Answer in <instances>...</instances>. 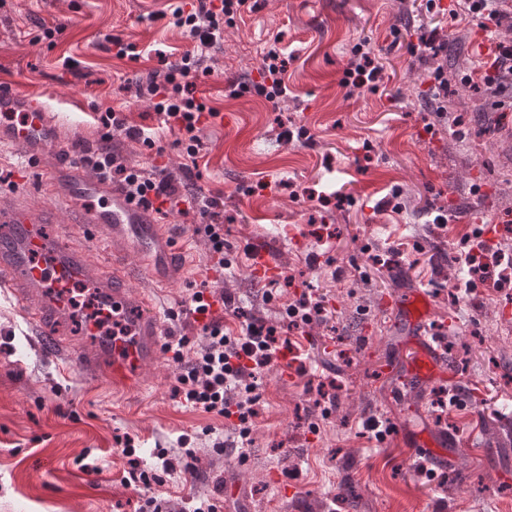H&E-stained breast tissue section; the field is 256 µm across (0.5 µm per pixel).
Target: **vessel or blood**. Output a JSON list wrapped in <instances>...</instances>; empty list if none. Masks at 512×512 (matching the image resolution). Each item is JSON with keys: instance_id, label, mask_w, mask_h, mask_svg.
<instances>
[{"instance_id": "b4317fda", "label": "vessel or blood", "mask_w": 512, "mask_h": 512, "mask_svg": "<svg viewBox=\"0 0 512 512\" xmlns=\"http://www.w3.org/2000/svg\"><path fill=\"white\" fill-rule=\"evenodd\" d=\"M4 144L35 166L57 156V166L42 183L44 196L66 201L86 235L102 240L108 249L103 262L92 263L82 252L57 244L46 228L49 211L0 202V223L12 227L11 237L0 242V288L15 297L27 321L39 330L47 320L59 322L70 315L71 288H90L123 330L108 337L94 321L84 322L81 333L90 345L61 344L66 365L86 376L105 374L117 388H140L146 368L161 357L162 329L149 296L131 293L130 282L138 276L159 287L173 284L179 267L177 240L156 223L152 209L73 163L44 105L12 87L0 88V146ZM386 309L418 342L407 367L410 377L418 383L436 379L442 356L436 339L425 332L432 315L429 296L412 288ZM447 444V439L429 436L415 450L442 464Z\"/></svg>"}]
</instances>
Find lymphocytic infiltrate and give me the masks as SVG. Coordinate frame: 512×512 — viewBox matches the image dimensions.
Listing matches in <instances>:
<instances>
[{
    "mask_svg": "<svg viewBox=\"0 0 512 512\" xmlns=\"http://www.w3.org/2000/svg\"><path fill=\"white\" fill-rule=\"evenodd\" d=\"M250 8L249 0H197L191 9L179 6L172 13L175 25L190 34L195 47L166 69L151 72L145 90L166 127L182 135L187 160H196L199 154L201 141L197 130L203 117L218 115L217 110L206 108L197 96L198 71L210 49L223 41L225 26L234 25L237 17ZM287 65L282 49L270 48L264 57V69L272 79L271 84H237L232 88L233 94L251 91L277 102L287 92L284 81ZM381 79L382 69L374 50L368 42L356 44L344 70L342 86L353 93L365 87L373 90ZM509 81L512 82V42L502 41L495 42L491 62L474 66L462 78L463 84L497 92L503 91ZM95 122L102 147L84 153L80 158L82 166L99 179L119 181L128 197L155 206L158 214L181 205L198 210L203 222L197 230L207 237L216 268L230 269L232 263L224 256L223 201L183 194L173 180L154 181L142 169L124 164L113 152L111 141L117 133L140 141L146 147H154L155 135L149 129L128 125L121 113L109 108L97 112ZM463 263L461 275L453 286V297L462 298L487 286L501 289L512 285V254L489 243L482 231L474 232ZM207 290V284H200L190 300V311L201 325L203 338L191 360L183 358L186 339L164 344L173 361L182 366L175 394L185 407L223 418L236 417L241 442L246 445L250 442L249 423L257 414L259 376L279 359L293 353L291 332L302 331L306 325L326 317L325 300L316 292L304 291L285 309L286 330L253 318L243 321L239 334L232 336L224 331L225 315L236 312L232 300L224 297L220 302H211Z\"/></svg>",
    "mask_w": 512,
    "mask_h": 512,
    "instance_id": "lymphocytic-infiltrate-1",
    "label": "lymphocytic infiltrate"
}]
</instances>
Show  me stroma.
Here are the masks:
<instances>
[{
    "label": "stroma",
    "mask_w": 512,
    "mask_h": 512,
    "mask_svg": "<svg viewBox=\"0 0 512 512\" xmlns=\"http://www.w3.org/2000/svg\"><path fill=\"white\" fill-rule=\"evenodd\" d=\"M192 0H0V85L46 96L75 149L99 148L96 110L124 113L128 125L156 128L160 118L138 95L154 49L171 60L192 48L167 15ZM426 12L421 0H257L255 11L225 28L208 53L198 89L219 110L204 121L197 174L184 175V147L163 132L159 150L123 136L112 146L150 177L185 179L224 200V255L235 266L215 272L210 243L194 234L196 211H173L164 228L184 249L176 284L151 291L156 314L174 336L196 338L200 326L183 314L189 283L210 279L234 298L244 316L281 327L297 293L323 294L328 317L301 338L310 359L304 376L282 380L280 366L260 379L252 443L217 450L236 439V419L181 405L173 395L180 373L171 354L144 373L140 390L113 388L65 368L56 338L83 344L78 323L36 333L11 295L0 292V512H138L122 452L156 464L157 449L179 452L190 434L195 475L164 474L155 493L163 512H181L187 498L212 496L215 482L236 472L244 485L238 512H512V288H481L460 301L449 292L459 257L479 225L512 252V109L475 96L477 111L461 114L458 97L472 94L462 68L448 67V114L430 113L427 59L405 45L426 30L454 35L449 57L467 65L489 60L490 41L477 22L450 15L455 0ZM64 25L55 47L33 42L37 24ZM121 35L148 58L113 57L100 44ZM369 41L379 52L383 79L376 90L346 98L339 84L352 47ZM290 53L288 94L271 103L252 93L230 95L229 82L263 79L272 43ZM464 116L463 136L451 134ZM305 127L307 139L286 129ZM27 162L0 147V171L13 197L46 206ZM398 192L400 212L379 211L377 199ZM354 203L337 208V194ZM448 212L436 224L432 212ZM333 232L328 244L319 234ZM265 244L289 288H265L250 271L249 248ZM319 262L310 265L309 253ZM428 289L436 319L431 331L455 342L443 356V381L415 385L405 374L410 354L401 326L382 319L384 303L407 288ZM457 406L443 405L448 394ZM335 402H328V395ZM380 417L383 440L368 438L363 422ZM434 423L461 452L441 467L424 462L403 438L405 428ZM103 472L83 473L86 462Z\"/></svg>",
    "instance_id": "35a3bbf8"
}]
</instances>
